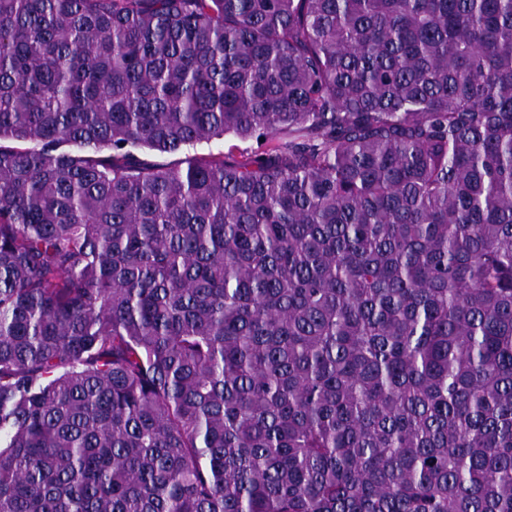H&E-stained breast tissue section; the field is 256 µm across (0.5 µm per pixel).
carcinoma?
<instances>
[{
  "label": "carcinoma",
  "instance_id": "obj_1",
  "mask_svg": "<svg viewBox=\"0 0 512 512\" xmlns=\"http://www.w3.org/2000/svg\"><path fill=\"white\" fill-rule=\"evenodd\" d=\"M0 512H512V0H0ZM236 144L238 149L234 151V155L239 158L240 152L243 151L245 155L249 156H260L262 155L267 147L266 142L262 140L251 139L247 141H239L231 136H227L221 139H212L208 142H202L196 144L194 147L184 149L174 154L158 153L154 151H148L145 149L134 150V153L140 158L153 163H177L183 160L186 156H203L209 157V155H217L219 153H227L229 146Z\"/></svg>",
  "mask_w": 512,
  "mask_h": 512
}]
</instances>
